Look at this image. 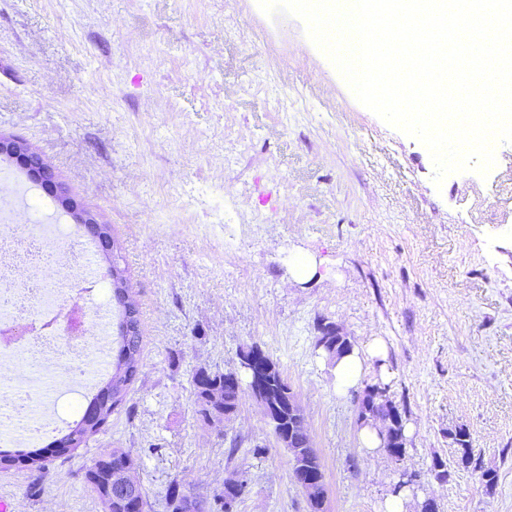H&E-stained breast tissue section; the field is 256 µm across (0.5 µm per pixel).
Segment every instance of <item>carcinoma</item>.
Here are the masks:
<instances>
[{"mask_svg": "<svg viewBox=\"0 0 512 512\" xmlns=\"http://www.w3.org/2000/svg\"><path fill=\"white\" fill-rule=\"evenodd\" d=\"M112 308L117 310L118 322L112 337V363L97 383L96 394L91 398L79 419L66 426V432L56 435L54 443L63 445L59 455H67L85 444L87 439L104 429L111 421L112 414L127 402L129 388L133 383L141 361L142 336L139 307L130 288L119 287L128 283L126 270L116 259H108ZM316 330L324 336V344L316 346L318 354L330 361L352 349L350 337L336 333V325L325 319L317 322ZM194 411L202 425L212 426V420L224 418V409L239 407L241 395L232 385L224 383V372L199 368L192 377ZM374 397L379 403L378 412L385 420L387 443L395 447L393 456H405L407 439L402 414L386 396V387L370 385L363 398ZM460 448L457 466L472 469L479 478L490 486L496 474L482 468L475 458L470 436L463 428L453 434ZM26 467L32 473L31 488L39 490L46 476L43 449L0 450V466L10 468L16 465ZM138 463L129 451L114 448L91 461L84 472V481L102 505V512H148V502L142 485L137 480ZM169 512H224V494H215L214 502L197 496L191 489L174 480L167 489Z\"/></svg>", "mask_w": 512, "mask_h": 512, "instance_id": "obj_1", "label": "carcinoma"}]
</instances>
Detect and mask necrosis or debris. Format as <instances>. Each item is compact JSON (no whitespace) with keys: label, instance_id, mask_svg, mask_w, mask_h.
<instances>
[{"label":"necrosis or debris","instance_id":"1","mask_svg":"<svg viewBox=\"0 0 512 512\" xmlns=\"http://www.w3.org/2000/svg\"><path fill=\"white\" fill-rule=\"evenodd\" d=\"M22 209L0 210V435L29 446L61 423L77 417L91 391L95 369L106 366L110 341L103 322L109 283L102 274L61 284L53 269L86 266L90 246L69 231L36 190L23 196ZM40 220L24 237L20 224Z\"/></svg>","mask_w":512,"mask_h":512}]
</instances>
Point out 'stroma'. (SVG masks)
I'll use <instances>...</instances> for the list:
<instances>
[{"label": "stroma", "instance_id": "stroma-1", "mask_svg": "<svg viewBox=\"0 0 512 512\" xmlns=\"http://www.w3.org/2000/svg\"><path fill=\"white\" fill-rule=\"evenodd\" d=\"M0 139L49 165L47 199L109 225L143 334L105 431L50 459L40 491L0 469L16 512H101L84 469L115 447L137 458L149 512H168L171 480L210 497L233 475L237 512H310L250 395L225 431L194 414L195 370L232 369L252 344L299 397L326 512H380L406 473L409 512H512V143L494 183L435 184L427 148L355 99L302 19L257 0H0ZM218 194L232 223L206 217ZM320 318L354 347L386 344L343 396L314 348ZM381 382L400 460L360 446L359 401ZM459 428L495 485L457 469ZM370 396L374 397L375 401L379 403L378 412L380 417L385 420L387 427V443L395 446L393 456L397 459L405 456L407 439L405 436V429L402 414L398 407L395 406L386 396V387L380 385L367 386L361 401H364Z\"/></svg>", "mask_w": 512, "mask_h": 512}]
</instances>
